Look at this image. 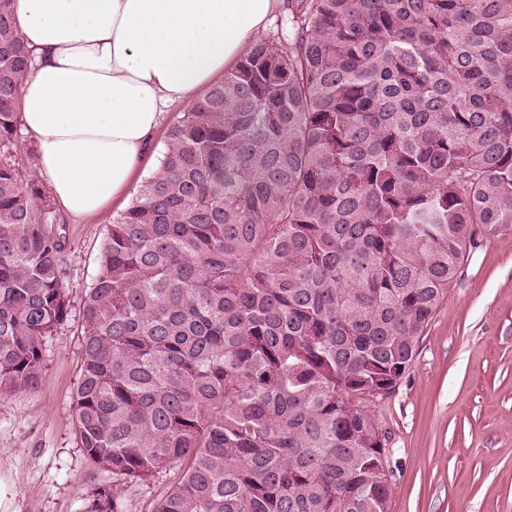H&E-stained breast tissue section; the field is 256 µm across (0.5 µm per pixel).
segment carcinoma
Here are the masks:
<instances>
[{"label": "carcinoma", "instance_id": "carcinoma-1", "mask_svg": "<svg viewBox=\"0 0 512 512\" xmlns=\"http://www.w3.org/2000/svg\"><path fill=\"white\" fill-rule=\"evenodd\" d=\"M0 0V399L66 321L63 235L10 150ZM170 125L83 301L81 447L155 512H389L365 397L403 379L478 234L512 224V0H285ZM87 512H123L96 490Z\"/></svg>", "mask_w": 512, "mask_h": 512}]
</instances>
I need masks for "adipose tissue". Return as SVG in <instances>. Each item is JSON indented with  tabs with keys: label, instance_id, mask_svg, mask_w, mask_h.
<instances>
[{
	"label": "adipose tissue",
	"instance_id": "ef3b65f1",
	"mask_svg": "<svg viewBox=\"0 0 512 512\" xmlns=\"http://www.w3.org/2000/svg\"><path fill=\"white\" fill-rule=\"evenodd\" d=\"M282 0H14L34 54L17 102L36 174L61 211L94 217L128 194L173 104L248 51Z\"/></svg>",
	"mask_w": 512,
	"mask_h": 512
}]
</instances>
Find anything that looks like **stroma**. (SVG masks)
<instances>
[{"label":"stroma","mask_w":512,"mask_h":512,"mask_svg":"<svg viewBox=\"0 0 512 512\" xmlns=\"http://www.w3.org/2000/svg\"><path fill=\"white\" fill-rule=\"evenodd\" d=\"M122 198L65 237L70 313L44 343L38 387L0 399V512H84L117 487L125 512H154L174 481H117L80 443L73 394L82 305ZM368 412L388 435L389 512H512V226L479 237L445 290L410 371Z\"/></svg>","instance_id":"stroma-1"}]
</instances>
